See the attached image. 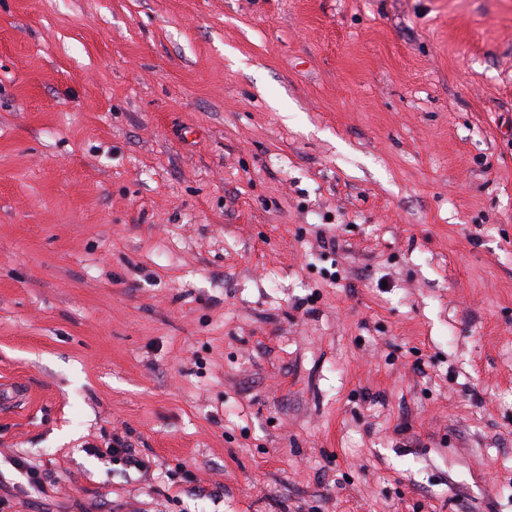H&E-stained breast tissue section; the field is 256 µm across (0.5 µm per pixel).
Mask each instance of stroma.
I'll list each match as a JSON object with an SVG mask.
<instances>
[{
	"label": "stroma",
	"instance_id": "obj_1",
	"mask_svg": "<svg viewBox=\"0 0 512 512\" xmlns=\"http://www.w3.org/2000/svg\"><path fill=\"white\" fill-rule=\"evenodd\" d=\"M0 512H512V0H0Z\"/></svg>",
	"mask_w": 512,
	"mask_h": 512
}]
</instances>
